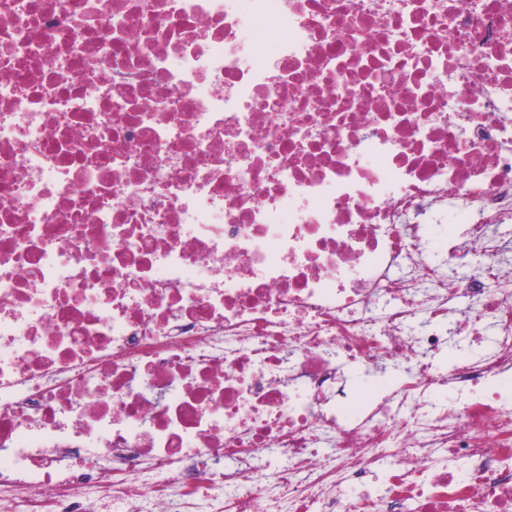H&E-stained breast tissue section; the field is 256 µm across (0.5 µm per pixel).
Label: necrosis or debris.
Wrapping results in <instances>:
<instances>
[{"label": "necrosis or debris", "instance_id": "necrosis-or-debris-1", "mask_svg": "<svg viewBox=\"0 0 512 512\" xmlns=\"http://www.w3.org/2000/svg\"><path fill=\"white\" fill-rule=\"evenodd\" d=\"M506 219L512 0H0V512H512ZM467 216L464 213L451 210L448 212V224H432L429 234L435 251L441 250L444 245L458 238L467 225Z\"/></svg>", "mask_w": 512, "mask_h": 512}]
</instances>
